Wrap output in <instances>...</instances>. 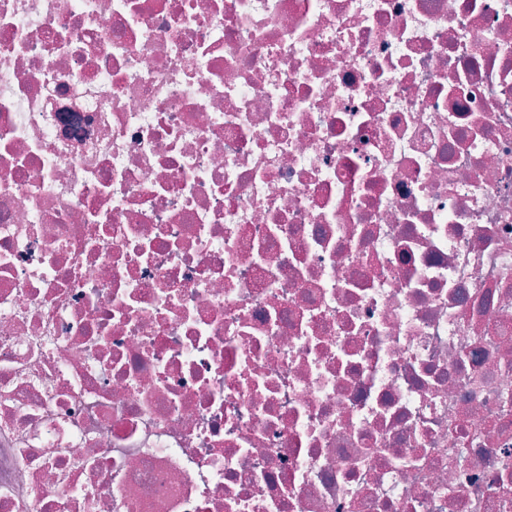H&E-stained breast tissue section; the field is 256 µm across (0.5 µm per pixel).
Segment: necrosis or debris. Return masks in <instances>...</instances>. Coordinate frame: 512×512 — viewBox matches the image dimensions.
<instances>
[{
	"label": "necrosis or debris",
	"mask_w": 512,
	"mask_h": 512,
	"mask_svg": "<svg viewBox=\"0 0 512 512\" xmlns=\"http://www.w3.org/2000/svg\"><path fill=\"white\" fill-rule=\"evenodd\" d=\"M0 512H512V0H0Z\"/></svg>",
	"instance_id": "1"
}]
</instances>
